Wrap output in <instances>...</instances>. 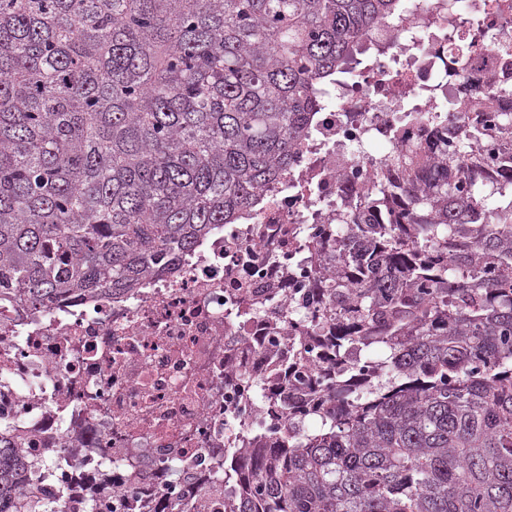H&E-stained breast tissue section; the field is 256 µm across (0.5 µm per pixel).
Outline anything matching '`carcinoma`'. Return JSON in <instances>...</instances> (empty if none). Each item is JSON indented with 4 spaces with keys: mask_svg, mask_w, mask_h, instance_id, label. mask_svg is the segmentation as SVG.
Instances as JSON below:
<instances>
[{
    "mask_svg": "<svg viewBox=\"0 0 512 512\" xmlns=\"http://www.w3.org/2000/svg\"><path fill=\"white\" fill-rule=\"evenodd\" d=\"M403 9L0 0V284L33 311L126 291L235 223L293 160L314 85ZM387 167L425 189L386 224L339 218L309 284L325 327L256 383L280 438L244 431L198 512H512V177L467 186L407 149ZM27 465L0 437V512H51Z\"/></svg>",
    "mask_w": 512,
    "mask_h": 512,
    "instance_id": "obj_1",
    "label": "carcinoma"
}]
</instances>
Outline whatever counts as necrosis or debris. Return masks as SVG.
<instances>
[{
    "instance_id": "obj_1",
    "label": "necrosis or debris",
    "mask_w": 512,
    "mask_h": 512,
    "mask_svg": "<svg viewBox=\"0 0 512 512\" xmlns=\"http://www.w3.org/2000/svg\"><path fill=\"white\" fill-rule=\"evenodd\" d=\"M372 40L354 81L319 86L293 164L237 223L160 255L132 291L0 314V430L26 462L51 460L36 488L52 512H148L173 491L196 503L224 468L225 428H267L252 382L280 375L321 314L305 278L340 213L386 219L372 191L394 150L424 140L414 114L457 145L462 173L512 166L492 121L512 113V0H407ZM473 125L484 136L462 146Z\"/></svg>"
}]
</instances>
